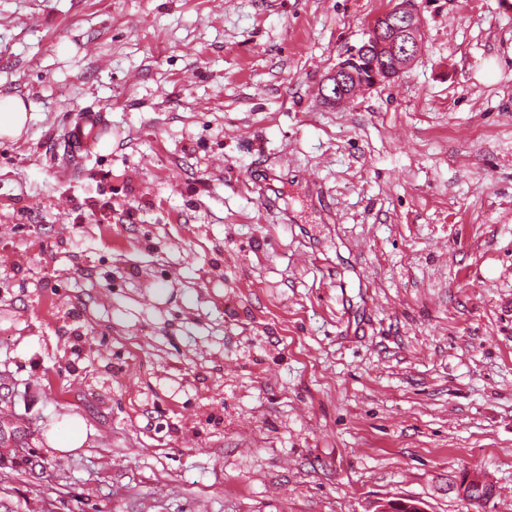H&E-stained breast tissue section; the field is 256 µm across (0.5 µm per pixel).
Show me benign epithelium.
Here are the masks:
<instances>
[{"mask_svg":"<svg viewBox=\"0 0 512 512\" xmlns=\"http://www.w3.org/2000/svg\"><path fill=\"white\" fill-rule=\"evenodd\" d=\"M421 18L411 0H391V7L379 14L369 25L360 53L374 52L392 59V63L370 75H359L344 60L327 74L320 89L329 104L343 106L362 90L398 77L421 50L419 33Z\"/></svg>","mask_w":512,"mask_h":512,"instance_id":"1","label":"benign epithelium"}]
</instances>
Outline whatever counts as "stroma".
I'll return each instance as SVG.
<instances>
[{"label": "stroma", "mask_w": 512, "mask_h": 512, "mask_svg": "<svg viewBox=\"0 0 512 512\" xmlns=\"http://www.w3.org/2000/svg\"><path fill=\"white\" fill-rule=\"evenodd\" d=\"M412 4L337 108L389 0H0V512H512V0ZM421 18L410 0H393L391 7L379 14L369 25L367 38L360 54L374 52L392 59L378 70L374 67L370 76L358 75L348 66V59L340 61L327 74L320 89L322 98L336 106L349 104L362 90L391 81L398 77L421 50L419 33ZM34 115L31 105L18 95H0V139L17 140ZM101 124L103 123H101L100 116L97 114H89L78 118L75 124L69 129V139L71 143L75 146H81L88 137L96 136ZM89 125L91 127L86 132V128ZM87 441L84 420L77 415H66L56 428L46 434V442L56 453L73 454L83 448Z\"/></svg>", "instance_id": "obj_1"}]
</instances>
